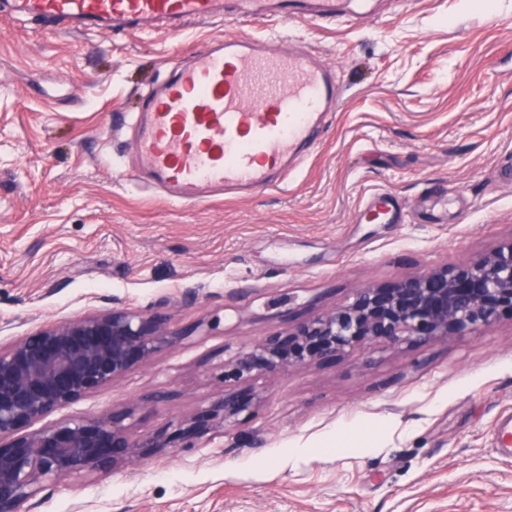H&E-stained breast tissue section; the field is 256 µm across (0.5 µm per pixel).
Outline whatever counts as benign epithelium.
Listing matches in <instances>:
<instances>
[{
    "mask_svg": "<svg viewBox=\"0 0 512 512\" xmlns=\"http://www.w3.org/2000/svg\"><path fill=\"white\" fill-rule=\"evenodd\" d=\"M512 310V241L470 264L433 268L391 288L367 284L354 298L285 331H273L224 361L222 388L208 410L181 421L183 447L229 429L255 403L237 386L256 374L288 373L350 349L433 342L491 326ZM177 333L158 312L113 308L63 319L0 347V512L23 506L48 479L60 481L144 463L167 448L164 431L132 433L136 407L107 408L31 433L19 430L81 397L112 386L136 362L170 348Z\"/></svg>",
    "mask_w": 512,
    "mask_h": 512,
    "instance_id": "benign-epithelium-1",
    "label": "benign epithelium"
}]
</instances>
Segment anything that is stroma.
<instances>
[{"mask_svg":"<svg viewBox=\"0 0 512 512\" xmlns=\"http://www.w3.org/2000/svg\"><path fill=\"white\" fill-rule=\"evenodd\" d=\"M376 22L281 25L341 98L279 189L178 202L138 176V100L222 23L175 36L68 32L0 14V346L112 307L177 343L59 411L137 403L175 435L225 359L275 329L512 240V0H377ZM399 224H359L374 192ZM195 289V304L183 302ZM233 429L142 466L45 482L33 512H512V314L424 345L357 349L241 385ZM361 446L321 444L336 426Z\"/></svg>","mask_w":512,"mask_h":512,"instance_id":"35a3bbf8","label":"stroma"}]
</instances>
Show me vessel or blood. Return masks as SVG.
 <instances>
[{
	"instance_id": "1",
	"label": "vessel or blood",
	"mask_w": 512,
	"mask_h": 512,
	"mask_svg": "<svg viewBox=\"0 0 512 512\" xmlns=\"http://www.w3.org/2000/svg\"><path fill=\"white\" fill-rule=\"evenodd\" d=\"M10 14L74 29L176 34L190 22L269 25L260 38L228 33L191 52L147 93L134 118L144 170L182 200L265 190L284 181L316 145L340 92L279 25L341 16L339 0H0ZM362 220L399 221L392 196L366 199Z\"/></svg>"
}]
</instances>
